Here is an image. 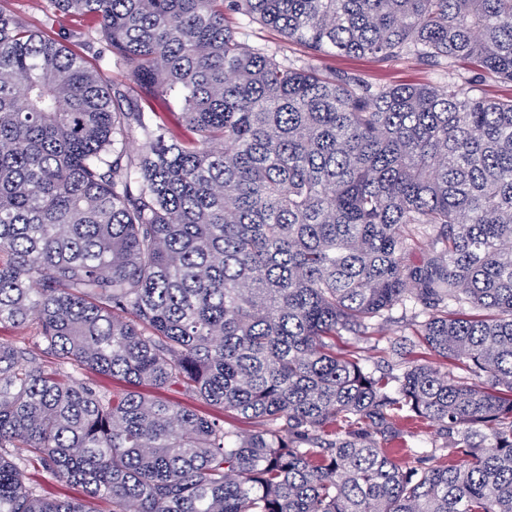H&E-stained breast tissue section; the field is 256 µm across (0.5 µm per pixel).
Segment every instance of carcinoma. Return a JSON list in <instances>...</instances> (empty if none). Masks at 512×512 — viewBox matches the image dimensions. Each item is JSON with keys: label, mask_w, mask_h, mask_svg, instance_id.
I'll return each mask as SVG.
<instances>
[{"label": "carcinoma", "mask_w": 512, "mask_h": 512, "mask_svg": "<svg viewBox=\"0 0 512 512\" xmlns=\"http://www.w3.org/2000/svg\"><path fill=\"white\" fill-rule=\"evenodd\" d=\"M50 3L127 81L0 0V327L37 322L0 339V512H512V96L473 85L512 86V0ZM234 14L307 58L246 48ZM329 54L473 77L375 86ZM163 94L178 131L129 107ZM408 302L465 379L336 355ZM418 422L451 453L404 468ZM141 391L150 396H159L168 401L178 403L185 409L200 415L215 413V410L203 400L175 387L166 391H158L148 387H143ZM27 475L39 493L52 499H76L82 496V488L73 484H66L49 478L36 466L28 467Z\"/></svg>", "instance_id": "1"}]
</instances>
